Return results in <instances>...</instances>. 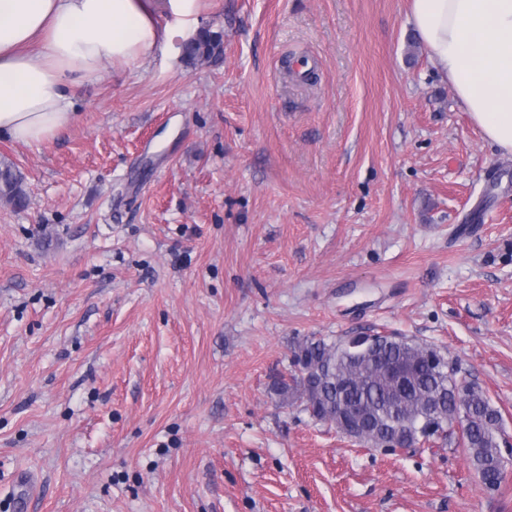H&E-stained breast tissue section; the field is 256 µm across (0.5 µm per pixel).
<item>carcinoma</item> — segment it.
<instances>
[{
    "mask_svg": "<svg viewBox=\"0 0 512 512\" xmlns=\"http://www.w3.org/2000/svg\"><path fill=\"white\" fill-rule=\"evenodd\" d=\"M220 34L202 30L183 46L189 64L222 56ZM21 174L8 164H0V196L15 207L26 201ZM377 348L347 350L344 341L323 339L305 341L293 351L294 373L280 377L275 392L283 401L298 402L318 421H327L336 407V387L347 383L345 406L361 423V442L381 448L400 435L412 441L426 437L433 442L452 441L453 430L442 423L454 419L456 368L448 363V373H437L431 359L441 353L431 345L409 341L401 336H376ZM403 362L410 369L408 387L402 388L388 376L385 366ZM470 420L461 438L471 466L484 474V485L496 489L501 479L495 465L501 453L499 432L501 415L478 385L470 384L467 395Z\"/></svg>",
    "mask_w": 512,
    "mask_h": 512,
    "instance_id": "obj_1",
    "label": "carcinoma"
}]
</instances>
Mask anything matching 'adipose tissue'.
<instances>
[{
  "label": "adipose tissue",
  "instance_id": "obj_1",
  "mask_svg": "<svg viewBox=\"0 0 512 512\" xmlns=\"http://www.w3.org/2000/svg\"><path fill=\"white\" fill-rule=\"evenodd\" d=\"M432 65L483 136L512 155V0H408ZM166 11L173 23L157 22ZM199 0H0V137L29 145L72 120L70 83L143 65L192 32Z\"/></svg>",
  "mask_w": 512,
  "mask_h": 512
}]
</instances>
